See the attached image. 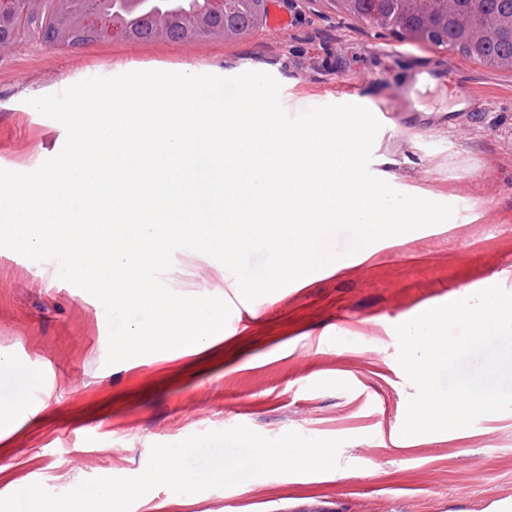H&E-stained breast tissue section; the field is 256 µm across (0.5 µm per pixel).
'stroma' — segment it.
<instances>
[{
  "label": "stroma",
  "instance_id": "35a3bbf8",
  "mask_svg": "<svg viewBox=\"0 0 512 512\" xmlns=\"http://www.w3.org/2000/svg\"><path fill=\"white\" fill-rule=\"evenodd\" d=\"M288 19L234 39H112L74 50L21 45L0 60V168L30 172L66 140L31 98L132 71L265 72L287 114L360 104L381 118L371 172L402 193L452 205L449 223L377 241L340 273L245 301L210 256L180 249L163 276L176 293L231 307L211 350L106 365L103 305L60 281L57 264L0 248V405L28 389L32 408L0 431V494L38 483L141 474L156 444L239 425L277 438L338 439L342 474H270L259 483L174 494L158 487L130 512H512V410L469 427L405 437L415 392L397 361V325L421 305L512 291V71L381 30L328 0H273ZM417 81L412 109L393 84Z\"/></svg>",
  "mask_w": 512,
  "mask_h": 512
}]
</instances>
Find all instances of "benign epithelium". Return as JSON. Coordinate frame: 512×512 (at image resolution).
Masks as SVG:
<instances>
[{"label":"benign epithelium","mask_w":512,"mask_h":512,"mask_svg":"<svg viewBox=\"0 0 512 512\" xmlns=\"http://www.w3.org/2000/svg\"><path fill=\"white\" fill-rule=\"evenodd\" d=\"M51 0H0V59L11 54L25 41L44 42L42 29H20V22L32 11L48 15L47 22L56 31L55 41L45 46L68 47L74 33L82 32L97 41L111 38H129L131 28L148 19L163 28L170 13L180 10L181 0H66L68 7L49 9ZM230 0H190V9L183 11V24L187 33L200 31L211 38L232 39L258 29L263 22V12L258 10L244 26L224 25L212 28L214 17L227 15ZM448 14V0H437V7L423 13L420 21L413 23L406 37L413 41L440 44L435 31L441 17Z\"/></svg>","instance_id":"7a95c632"}]
</instances>
